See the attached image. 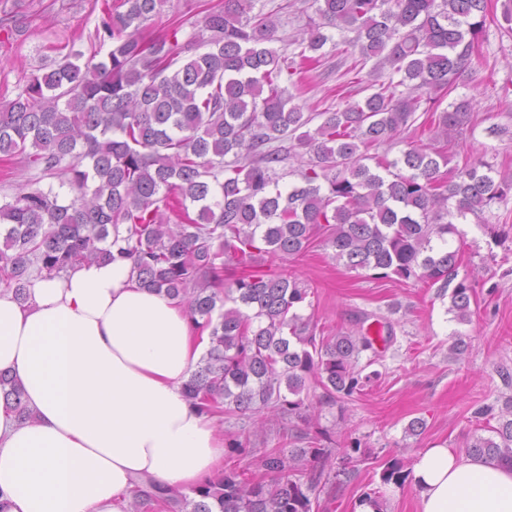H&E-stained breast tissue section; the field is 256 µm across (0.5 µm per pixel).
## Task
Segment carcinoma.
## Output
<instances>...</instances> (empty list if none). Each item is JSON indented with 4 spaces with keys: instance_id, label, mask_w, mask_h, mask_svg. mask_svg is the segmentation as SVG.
I'll return each mask as SVG.
<instances>
[{
    "instance_id": "carcinoma-1",
    "label": "carcinoma",
    "mask_w": 512,
    "mask_h": 512,
    "mask_svg": "<svg viewBox=\"0 0 512 512\" xmlns=\"http://www.w3.org/2000/svg\"><path fill=\"white\" fill-rule=\"evenodd\" d=\"M313 2L317 18L290 58L272 47L275 14L254 12L255 0H224L203 19L207 35L183 42L143 35L171 0H121L123 11L102 9L99 50L69 49L0 105V157L62 172L72 194L64 203L31 187L0 204V285L24 302L35 272L130 261L144 287L184 304L209 332L184 390L211 415L266 411L307 423L313 403L343 402L378 376L357 369L369 337L316 335L299 313L309 289L260 269L258 255L296 257L319 239L350 270L439 285L448 311L467 322L475 283L459 275L461 249L448 248L450 237L464 241L454 220L512 194L484 164L447 169L444 146H412L394 160L369 154L408 131L420 109L445 139L462 129L471 102L441 110V95L471 70L486 0ZM334 30L354 33L340 50L348 71L376 60L374 92L305 113L279 78L303 74ZM292 141L312 156L285 188L276 167ZM0 396L19 421L32 419L6 372ZM487 429L466 453L512 465V408ZM300 438L308 447L289 455L234 443L215 478L188 493L137 485L126 512H315L335 453L322 430ZM248 455L254 470L241 464Z\"/></svg>"
}]
</instances>
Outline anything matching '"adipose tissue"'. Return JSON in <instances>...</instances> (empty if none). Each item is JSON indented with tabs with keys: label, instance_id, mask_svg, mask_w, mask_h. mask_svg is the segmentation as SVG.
Segmentation results:
<instances>
[{
	"label": "adipose tissue",
	"instance_id": "obj_1",
	"mask_svg": "<svg viewBox=\"0 0 512 512\" xmlns=\"http://www.w3.org/2000/svg\"><path fill=\"white\" fill-rule=\"evenodd\" d=\"M207 349L125 259L39 276L22 304L0 289V371L34 416L0 402V512H125L139 480L187 492L212 478L224 441L183 390ZM412 480L420 512H512L506 464L435 446Z\"/></svg>",
	"mask_w": 512,
	"mask_h": 512
}]
</instances>
